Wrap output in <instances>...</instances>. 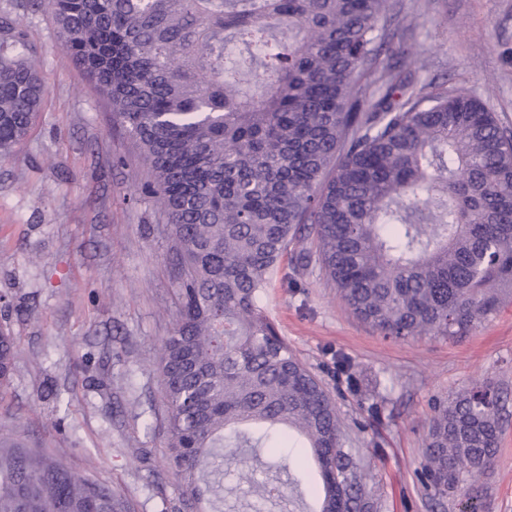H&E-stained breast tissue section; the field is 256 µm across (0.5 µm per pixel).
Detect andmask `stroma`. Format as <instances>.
<instances>
[{
  "label": "stroma",
  "mask_w": 512,
  "mask_h": 512,
  "mask_svg": "<svg viewBox=\"0 0 512 512\" xmlns=\"http://www.w3.org/2000/svg\"><path fill=\"white\" fill-rule=\"evenodd\" d=\"M389 3L384 59L404 51L423 79L480 99L512 130V0ZM4 24L47 93L34 129L0 156V327L17 347L0 385V448L111 484L130 512H178L157 371L178 312L171 229L139 194L146 169L64 54L46 0H0ZM262 305L335 398L381 512H457L453 498L436 506L414 471L435 401L490 383L512 396V293L466 336L396 340L359 320L318 263L302 270L288 255ZM340 355L349 374L336 370ZM269 474L287 501L257 500L231 471L223 512H294L298 488L285 471ZM477 491L476 512H512V416Z\"/></svg>",
  "instance_id": "35a3bbf8"
}]
</instances>
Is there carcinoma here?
Listing matches in <instances>:
<instances>
[{"mask_svg":"<svg viewBox=\"0 0 512 512\" xmlns=\"http://www.w3.org/2000/svg\"><path fill=\"white\" fill-rule=\"evenodd\" d=\"M62 49L147 167L179 316L161 346L180 509L216 512L224 448L309 449L317 512L381 508L329 390L261 306L288 248L385 337L466 335L512 290V133L478 98L381 60L388 0H47ZM0 37V154L44 82ZM16 344L0 329V384ZM493 386L433 406L417 479L441 502L499 447ZM252 492L282 499L263 478ZM0 512H126L112 486L0 453Z\"/></svg>","mask_w":512,"mask_h":512,"instance_id":"cac0c4a2","label":"carcinoma"}]
</instances>
